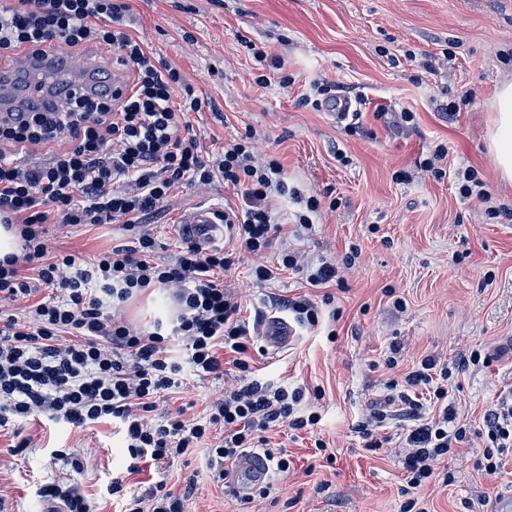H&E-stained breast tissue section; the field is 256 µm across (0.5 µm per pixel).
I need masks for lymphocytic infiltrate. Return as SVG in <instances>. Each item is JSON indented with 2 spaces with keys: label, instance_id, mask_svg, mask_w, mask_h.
Here are the masks:
<instances>
[{
  "label": "lymphocytic infiltrate",
  "instance_id": "f902f5d3",
  "mask_svg": "<svg viewBox=\"0 0 512 512\" xmlns=\"http://www.w3.org/2000/svg\"><path fill=\"white\" fill-rule=\"evenodd\" d=\"M128 9L126 0H0V55L49 62L37 82L16 75L23 101L0 118V223L19 225L22 238L20 255L0 260V302H30L24 318L0 321V427L35 414L78 428L110 421L136 461L162 468L202 448L220 482L229 464L259 444L278 471H287V457L268 447L266 432L283 425L306 431L321 417L301 412L303 389L256 379L252 338L218 278L231 257L187 240L175 263L154 262L155 239L146 228L177 185L219 178L241 196L223 213L236 244L265 251L280 229L269 200L288 189L284 167L275 159L253 165L243 137L202 156L187 115L212 109L211 99L124 31ZM90 48L119 53L127 70L122 84L101 67L91 87L79 90L71 59ZM34 147L50 148L46 162L20 164L19 155ZM51 222H118L136 237L90 261L54 257L45 238ZM25 266L51 288L49 299L31 302L33 290L20 274ZM151 286L175 287L176 322L134 328L123 315L126 304ZM481 359L474 350L448 366L427 356L405 375L398 400L412 423L403 453L408 488L427 485L471 433L485 442L477 463L485 474H496L512 451L511 399L499 397L475 431L448 402L453 372ZM187 368L202 380L231 376L233 385L212 401L206 420L193 422L179 411L157 416L160 403L181 392ZM420 389L428 403L416 398ZM217 426L224 438L214 444ZM196 491L190 477L177 496L160 481L125 512H183Z\"/></svg>",
  "mask_w": 512,
  "mask_h": 512
}]
</instances>
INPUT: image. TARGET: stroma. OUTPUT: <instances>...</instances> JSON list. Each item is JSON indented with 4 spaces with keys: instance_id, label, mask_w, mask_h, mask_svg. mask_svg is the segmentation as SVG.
<instances>
[{
    "instance_id": "35a3bbf8",
    "label": "stroma",
    "mask_w": 512,
    "mask_h": 512,
    "mask_svg": "<svg viewBox=\"0 0 512 512\" xmlns=\"http://www.w3.org/2000/svg\"><path fill=\"white\" fill-rule=\"evenodd\" d=\"M126 29L157 58L177 66L195 89L215 100L217 113L189 119L206 149L251 136L255 161L273 157L284 166L288 193L276 196L281 225L271 249L254 255L225 241L233 263L224 286L236 297L254 339L259 378L300 387L303 410L317 411L313 432L282 426L271 445L286 450L290 467L273 473L267 499L248 501L214 481L201 452L160 469L131 463L118 428L109 422L62 427L34 415L0 431V504L6 512H40V488L72 481L89 512H123L104 484L125 475L127 492L146 494L165 481L179 491L196 475L198 491L184 512H400L405 471L395 452L364 450L353 430L379 408L390 380L425 356L443 363L481 350L489 366L469 367L448 382V401L460 420L479 426L500 393L512 389V218L491 209L512 207L487 149L498 82L512 75V0H128ZM249 40L276 58L257 63L242 47ZM268 82L258 85V75ZM289 84H282V77ZM356 102L353 130L326 108L302 105L315 85ZM458 103L457 111L447 106ZM414 114L401 119L402 110ZM448 156V175L436 180L418 162L436 145ZM472 167L486 184L487 200L462 199L452 172ZM332 196L335 208L312 214L295 230L303 198ZM236 195L223 183L173 189L149 229L156 262L170 263L183 240L182 212L197 205L223 209ZM53 251L91 260L126 243L121 224L48 227ZM296 270L259 284L256 266H276L282 254ZM354 264H347V257ZM335 264V281L310 286L322 263ZM316 303L318 327L299 326L293 345L272 348L261 337L266 314L280 313V299ZM176 313L169 291L151 288L132 298L124 317L135 326ZM395 357L394 369L384 362ZM179 398L189 418L205 417L230 377L198 380L184 371ZM30 438L18 455L8 451L14 431ZM322 439L328 457L315 453ZM80 448L84 468L53 459L51 449ZM484 450L474 437L419 495L428 512H495L512 495V459L498 475L478 470ZM450 482H443V474Z\"/></svg>"
}]
</instances>
